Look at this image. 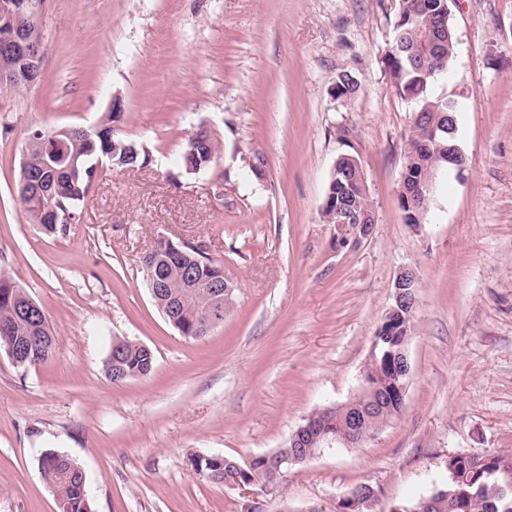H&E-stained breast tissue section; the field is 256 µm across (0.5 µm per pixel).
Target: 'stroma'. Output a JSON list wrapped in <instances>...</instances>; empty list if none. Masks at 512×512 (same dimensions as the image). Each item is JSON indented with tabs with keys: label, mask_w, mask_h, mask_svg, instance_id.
I'll return each instance as SVG.
<instances>
[{
	"label": "stroma",
	"mask_w": 512,
	"mask_h": 512,
	"mask_svg": "<svg viewBox=\"0 0 512 512\" xmlns=\"http://www.w3.org/2000/svg\"><path fill=\"white\" fill-rule=\"evenodd\" d=\"M395 0H45L46 78L0 89V272L44 309L45 363L0 349V512H56L44 451L83 469L92 512H241L192 453L246 461L284 447L316 410L359 390L400 268L418 279L400 420L356 448L294 466L263 512H336L361 483L389 512L447 478L454 452H512V0H455L447 81L460 94L463 172L440 173L421 224L398 200L415 104L383 58ZM357 91L336 98L340 74ZM119 134L145 168L95 182L80 223L51 235L18 196L28 133L96 126L113 97ZM207 128L221 148L198 173L180 164ZM262 154L263 180L247 159ZM363 168L375 224L336 245L322 206L337 158ZM224 265L233 308L208 336H181L153 301L142 259L158 237ZM128 340L153 373L112 383Z\"/></svg>",
	"instance_id": "35a3bbf8"
}]
</instances>
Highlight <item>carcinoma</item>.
Masks as SVG:
<instances>
[{
    "label": "carcinoma",
    "mask_w": 512,
    "mask_h": 512,
    "mask_svg": "<svg viewBox=\"0 0 512 512\" xmlns=\"http://www.w3.org/2000/svg\"><path fill=\"white\" fill-rule=\"evenodd\" d=\"M405 5H396L394 22V42L385 54V65L392 79L396 94L403 100L416 104L413 125L405 142L403 167L414 177L428 176L434 169H444L448 164L437 159L434 152H420L419 142L427 132L428 125H445L450 116L457 112L448 108L450 97H433L432 86L441 74L448 72L454 57L455 31L452 22H447L445 35H440L439 23L447 14L448 0H403ZM130 147L126 166L141 168L148 163V153L133 140L112 136V115H107L96 129L78 128L72 138L54 150L60 155L73 158L70 166L60 165L56 170L42 169V154L37 149L29 150L27 169L30 184L21 194L20 201L31 223L39 225L46 233L64 234L67 225L55 224L48 213V201L64 204L75 217L74 223L81 221L82 205L90 192L95 177L93 166L98 158L112 161V143ZM341 192L350 204L363 210L371 206L366 185L360 182L328 185L326 197ZM161 253L145 255L142 259L143 272L148 288L167 301L175 319L174 327L192 339H201L210 333L203 320V313L210 305L208 288H191L187 275L190 272L208 277L224 275V264L216 262L193 245L181 248V254L168 265L160 261ZM32 306V314L24 315L19 305ZM415 317L395 321L400 334L393 337L392 343H383L376 357L369 359L364 373L372 381L380 383L374 393L360 391L346 406L335 407L329 412L315 411L321 417L319 435L307 442V447L292 449L284 446L279 453L297 452L301 456L315 455L327 447L326 439L336 435L354 434L355 439L365 441L379 429L397 422L402 411L390 401V391L402 382L397 377L398 370L389 368V360L399 351L402 337L412 335ZM0 323L10 327V336L21 344L28 345L22 353L18 366L28 368L45 363L52 356L55 338L47 322L42 307L8 276L0 274ZM119 365L112 367L107 360V370L114 371L111 380L124 383L149 376L155 368L152 350L140 343L120 342ZM512 461L511 452L474 456H458L448 463L452 476L439 486L448 497L462 502L459 512H512V489L505 484L499 464ZM228 470L236 465L246 466V462L227 455H209L203 458L194 454L189 458L191 470L211 482L212 474L219 465ZM43 479L52 481L56 498L69 502L70 512H84L80 498L81 477L79 466L69 457L56 451L45 452L40 460Z\"/></svg>",
    "instance_id": "obj_1"
}]
</instances>
